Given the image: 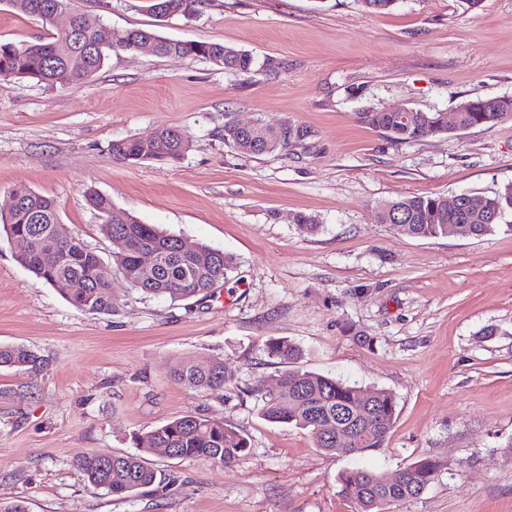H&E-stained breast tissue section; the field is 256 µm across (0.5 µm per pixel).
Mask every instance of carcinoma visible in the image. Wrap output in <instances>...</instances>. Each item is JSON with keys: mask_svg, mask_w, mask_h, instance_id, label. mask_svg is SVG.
Listing matches in <instances>:
<instances>
[{"mask_svg": "<svg viewBox=\"0 0 512 512\" xmlns=\"http://www.w3.org/2000/svg\"><path fill=\"white\" fill-rule=\"evenodd\" d=\"M53 0H7L12 9L41 20L53 27ZM150 10L163 21L169 16L189 17L199 12L205 0H150ZM99 18L75 11L73 28L76 36L59 31L33 43L0 42V78H35L56 83L61 73L69 80H81L101 68L107 59L106 47H98ZM125 50H133L138 40L147 36L157 42L160 56H178L210 61L224 56V70L247 73L254 65L253 56L220 42L181 41L161 36L155 30L129 29L124 32ZM459 126L469 129L512 119V98L493 101L477 98L457 107ZM360 122L381 129L391 138L410 143L448 131V121L440 112L415 111L404 123L390 112L369 109L357 115ZM112 155L120 161H166L177 163L184 156L179 143L168 145L164 152L152 153L134 139L112 143ZM87 201L101 217L99 230L107 238L120 236L128 243V252L117 269L132 288L147 296L166 297L174 302L188 300L212 290L214 281L224 282L233 268V258L223 251L199 246V254L210 263L202 273L196 266L182 260V238L155 224H143L131 213L116 207L111 198L92 191ZM406 223L396 224L397 232L410 237H436L448 233V225H456L462 237H481L503 225L500 219L512 210V184L486 198V208L458 211L441 195H411L389 200L379 210L381 223L393 208ZM9 215L10 224L4 223ZM59 211L54 199L32 193L22 204L10 205L4 212L0 205V231L28 239L33 249L24 254L22 263L38 280L55 284L70 277L84 281L87 288L66 296L74 307L87 312L112 311V278L103 271L99 255L80 237H59ZM512 232V224L503 226ZM144 249L156 253V267L144 272L137 262ZM268 355L280 364H296L300 349L287 341L268 346ZM46 366V359L24 346H0V367L37 369ZM177 381L195 391H208L224 386V361L186 362L175 372ZM262 416L273 423L306 430L315 446L339 456H351L365 448H378L388 437L395 420V397L385 390L364 391L343 380L327 375L288 369L272 388L259 385ZM136 452L112 454L103 462V453L95 452L76 461L83 480L95 489L112 495H129L149 487H160L166 477L151 466L147 456L158 448L171 449L172 458H204L226 465L242 457L249 448L247 438L219 420L196 416L174 419L145 437L131 436ZM442 463L423 457L394 476L357 468L339 476L341 493L358 505V512H378L381 504L419 496L438 475Z\"/></svg>", "mask_w": 512, "mask_h": 512, "instance_id": "cac0c4a2", "label": "carcinoma"}]
</instances>
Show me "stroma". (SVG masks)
Masks as SVG:
<instances>
[{
	"label": "stroma",
	"instance_id": "35a3bbf8",
	"mask_svg": "<svg viewBox=\"0 0 512 512\" xmlns=\"http://www.w3.org/2000/svg\"><path fill=\"white\" fill-rule=\"evenodd\" d=\"M148 5L71 0L117 34L217 41L279 68L231 73L115 49L77 82L0 79V197H52L107 265L117 246L87 203L93 190L234 267L208 295L179 302L116 273L111 312L88 313L0 239V344L48 361L0 369V500L29 512H357L342 471L393 474L430 456L442 464L436 480L379 512H512V211L478 238H414L377 218L400 196L483 198L512 183V121L400 143L356 119L512 97V0H396L382 14L360 0H208L164 22ZM47 34L0 0V42ZM257 119L304 136L262 155L225 144V124ZM162 126L188 135L180 162L113 158V141ZM300 215L315 232L301 231ZM274 339L302 348L301 369L391 392L384 445L337 456L264 420L254 388L283 370L265 352ZM190 359L223 360V388L177 383ZM187 415L224 421L248 453L224 465L154 452L166 486L127 497L82 481L77 459L133 451L132 434Z\"/></svg>",
	"mask_w": 512,
	"mask_h": 512
}]
</instances>
